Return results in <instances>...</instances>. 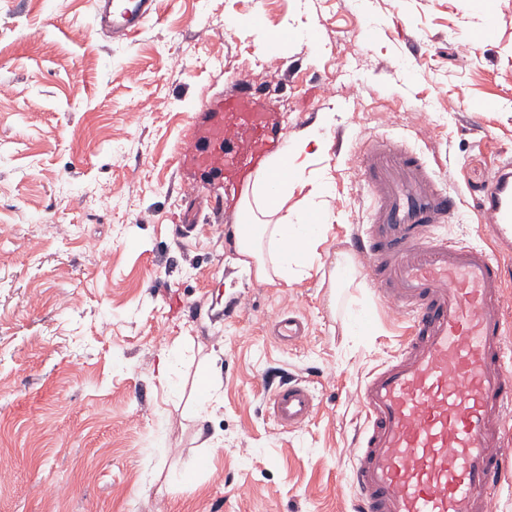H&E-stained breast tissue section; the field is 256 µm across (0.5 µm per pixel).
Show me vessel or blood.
Masks as SVG:
<instances>
[{
	"label": "vessel or blood",
	"mask_w": 512,
	"mask_h": 512,
	"mask_svg": "<svg viewBox=\"0 0 512 512\" xmlns=\"http://www.w3.org/2000/svg\"><path fill=\"white\" fill-rule=\"evenodd\" d=\"M93 29L111 41L133 38L157 0H93ZM177 150L182 171L218 176L214 217L237 206L253 174L282 143L274 110L242 87L201 100ZM370 205L352 240L380 300L408 325L398 351L359 388L365 423L352 476L358 512H490L491 494L512 471V357L505 349L506 288L512 287V158L499 161L473 211L491 247L449 239L464 219L423 153L395 138L360 148ZM270 327L293 344L309 333L282 314ZM318 407L310 381L292 379L266 402L280 427L307 423Z\"/></svg>",
	"instance_id": "obj_1"
}]
</instances>
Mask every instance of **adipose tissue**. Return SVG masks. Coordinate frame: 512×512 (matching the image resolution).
I'll list each match as a JSON object with an SVG mask.
<instances>
[{
    "label": "adipose tissue",
    "instance_id": "adipose-tissue-1",
    "mask_svg": "<svg viewBox=\"0 0 512 512\" xmlns=\"http://www.w3.org/2000/svg\"><path fill=\"white\" fill-rule=\"evenodd\" d=\"M320 139L319 130H310L284 152L270 156L265 170L256 173L244 192L241 209L249 218L250 229L236 239L238 263L259 282L286 285L308 274L317 248L336 218L329 208H288L293 181L308 166L307 149Z\"/></svg>",
    "mask_w": 512,
    "mask_h": 512
}]
</instances>
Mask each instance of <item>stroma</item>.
I'll return each instance as SVG.
<instances>
[{
	"label": "stroma",
	"mask_w": 512,
	"mask_h": 512,
	"mask_svg": "<svg viewBox=\"0 0 512 512\" xmlns=\"http://www.w3.org/2000/svg\"><path fill=\"white\" fill-rule=\"evenodd\" d=\"M271 31L288 38L267 55ZM1 82L0 512H354L357 390L405 332L362 265L330 282L368 207L358 144L407 140L472 204L512 152V0H159L124 43L95 35L91 0H0ZM241 83L284 143L334 115L288 205L325 174L336 219L319 270L279 287L179 191L190 116ZM284 311L310 325L293 346L269 332ZM271 374L313 380L309 422L269 418ZM207 378L222 404L202 420Z\"/></svg>",
	"instance_id": "stroma-1"
}]
</instances>
